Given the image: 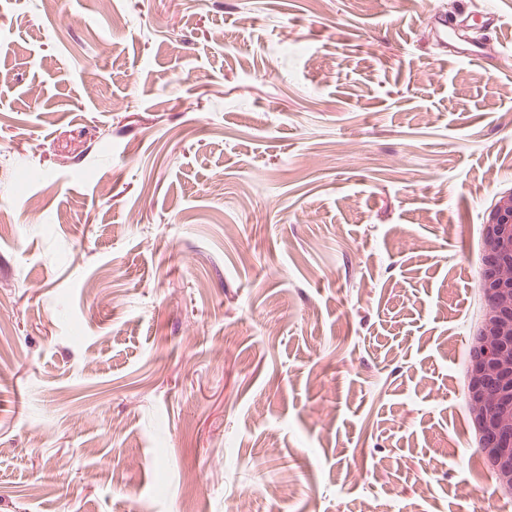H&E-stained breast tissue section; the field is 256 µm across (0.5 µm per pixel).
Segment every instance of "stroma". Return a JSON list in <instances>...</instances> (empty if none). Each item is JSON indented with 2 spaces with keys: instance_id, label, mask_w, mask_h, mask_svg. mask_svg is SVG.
Returning a JSON list of instances; mask_svg holds the SVG:
<instances>
[{
  "instance_id": "stroma-1",
  "label": "stroma",
  "mask_w": 512,
  "mask_h": 512,
  "mask_svg": "<svg viewBox=\"0 0 512 512\" xmlns=\"http://www.w3.org/2000/svg\"><path fill=\"white\" fill-rule=\"evenodd\" d=\"M469 2L0 0V512H512L466 395L512 0Z\"/></svg>"
}]
</instances>
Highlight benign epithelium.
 <instances>
[{"instance_id":"obj_1","label":"benign epithelium","mask_w":512,"mask_h":512,"mask_svg":"<svg viewBox=\"0 0 512 512\" xmlns=\"http://www.w3.org/2000/svg\"><path fill=\"white\" fill-rule=\"evenodd\" d=\"M484 246L493 260L483 274L489 306L467 388L485 456L499 484L512 490V189L489 213Z\"/></svg>"}]
</instances>
